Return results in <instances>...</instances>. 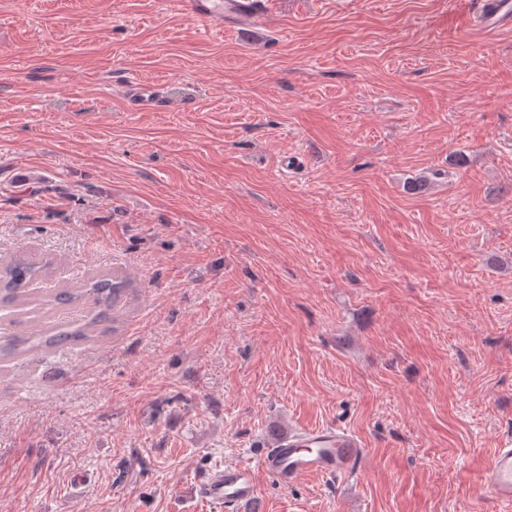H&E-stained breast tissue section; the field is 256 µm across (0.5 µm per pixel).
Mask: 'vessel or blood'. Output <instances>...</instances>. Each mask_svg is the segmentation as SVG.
<instances>
[{
    "mask_svg": "<svg viewBox=\"0 0 512 512\" xmlns=\"http://www.w3.org/2000/svg\"><path fill=\"white\" fill-rule=\"evenodd\" d=\"M194 18L215 23H227L240 28L250 27L260 17L262 0H184ZM477 24L488 31L512 25V0H479L474 15ZM128 104L135 110H147L169 105L164 86L131 83ZM367 456L362 439L354 432L337 425L299 428L276 438L262 449L258 467L235 463L210 475L195 491L201 498L224 505L226 512H239L241 506L254 503L258 495L257 472H264L279 486H293L308 474L331 478L357 474ZM485 484L492 500L512 506V441L496 449Z\"/></svg>",
    "mask_w": 512,
    "mask_h": 512,
    "instance_id": "vessel-or-blood-1",
    "label": "vessel or blood"
}]
</instances>
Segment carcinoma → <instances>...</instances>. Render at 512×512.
I'll use <instances>...</instances> for the list:
<instances>
[{"label":"carcinoma","mask_w":512,"mask_h":512,"mask_svg":"<svg viewBox=\"0 0 512 512\" xmlns=\"http://www.w3.org/2000/svg\"><path fill=\"white\" fill-rule=\"evenodd\" d=\"M45 266L23 258L15 259L0 268V302L13 303L23 296L28 285L42 276ZM125 281L110 275L92 278L81 288H64L54 298L63 305H91L84 323H66L53 329L42 330L30 336H7L0 341V357L23 356L43 347L57 346L70 341L89 339L92 327L101 322L104 313L119 299Z\"/></svg>","instance_id":"obj_1"}]
</instances>
